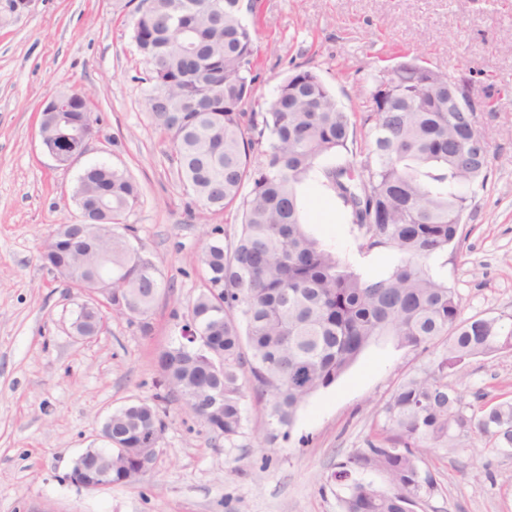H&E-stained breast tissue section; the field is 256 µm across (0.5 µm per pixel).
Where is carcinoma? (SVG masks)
I'll use <instances>...</instances> for the list:
<instances>
[{"instance_id":"cac0c4a2","label":"carcinoma","mask_w":512,"mask_h":512,"mask_svg":"<svg viewBox=\"0 0 512 512\" xmlns=\"http://www.w3.org/2000/svg\"><path fill=\"white\" fill-rule=\"evenodd\" d=\"M132 23L142 58L162 59L143 81L152 125L171 144L180 181L203 215L234 208L241 231L214 238L201 255L208 287L188 306L187 323L203 348L181 340L157 356L153 401L112 412L116 446L95 449L112 484L138 470L150 435L162 438L174 401L229 439L243 425L245 384L265 400L280 427L293 424L309 398L331 387L381 336L399 345L448 344L422 375L393 392L384 434L339 465L342 512H413L434 489L422 468L430 448L455 430H471L512 449V401L464 414L448 372L512 347V323L464 320L453 288L424 260L460 242L474 186L484 183L489 149L472 146L476 113L448 111V74L405 55L371 94L362 116L368 141L355 151V123L319 73L294 70L265 111H257L252 75L258 31L244 23L242 0H143ZM47 143L74 146L62 113L41 120ZM360 155L320 160L342 152ZM320 182L343 205L369 248L403 255L383 278H367L302 222L300 187ZM140 189L126 171L86 168L73 199L89 219L63 224L45 241L43 261L63 279L81 270L84 286L112 273V310L151 331L162 288L153 255L126 236ZM384 477L386 487L361 478Z\"/></svg>"}]
</instances>
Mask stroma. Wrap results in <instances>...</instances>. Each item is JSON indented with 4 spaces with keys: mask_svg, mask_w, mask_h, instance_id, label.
<instances>
[{
    "mask_svg": "<svg viewBox=\"0 0 512 512\" xmlns=\"http://www.w3.org/2000/svg\"><path fill=\"white\" fill-rule=\"evenodd\" d=\"M245 20L260 32L255 95L266 102L289 73L311 68L361 117L373 78L405 54L490 98L476 117L491 147L486 185L464 215L460 247L426 265L454 288L463 318L512 321V0H259ZM145 75L126 0H30L16 11L0 0V512H341L338 464L380 432L393 391L431 366L444 339L423 350L380 338L289 427L271 425L267 404L250 395L240 434L227 440L171 403L139 484L90 492L67 479L78 455L100 445L112 411L155 393L157 355L181 336L172 312L206 285L204 242L240 229L232 212L194 214L146 110ZM74 89L86 92L98 132L65 168L43 151L39 120L45 99ZM96 163L140 186L127 222L165 283L147 336L109 313L98 336L75 339L82 298L40 259L49 234L79 220L73 190ZM302 194L308 231L356 272L383 277L400 262L392 248H364L319 183ZM448 383L468 414L512 399V348L470 359ZM423 467L436 488L415 512H512V453L490 438L454 432Z\"/></svg>",
    "mask_w": 512,
    "mask_h": 512,
    "instance_id": "35a3bbf8",
    "label": "stroma"
}]
</instances>
